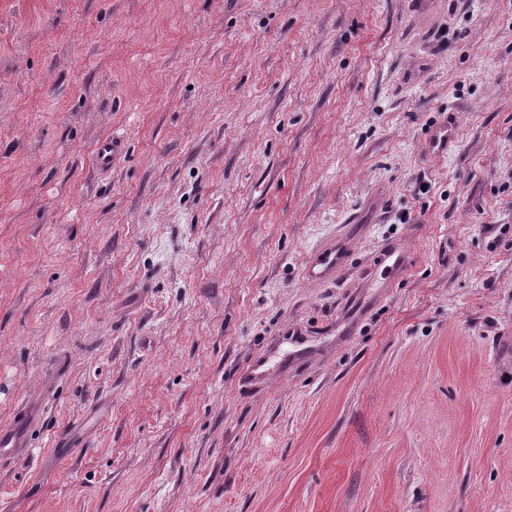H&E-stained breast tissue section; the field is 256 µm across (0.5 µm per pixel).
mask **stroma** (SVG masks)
<instances>
[{
  "label": "stroma",
  "instance_id": "obj_1",
  "mask_svg": "<svg viewBox=\"0 0 512 512\" xmlns=\"http://www.w3.org/2000/svg\"><path fill=\"white\" fill-rule=\"evenodd\" d=\"M508 336L512 0H0V512H512ZM458 112H445L428 131L424 151L429 157H444L457 144ZM123 151V142L118 137L108 136L101 139L95 150V166L106 173L115 166ZM353 233L349 230L334 235L308 256L303 268V280L313 286L333 282L348 272L353 251ZM411 255L405 246L398 242H388L382 245L379 252L372 257L368 268L365 270V277H368L367 287L373 286V281L369 276L371 273H377L382 269L387 276L377 288H392L396 285L401 275L405 274L411 265ZM43 415L42 400L32 396L15 414L13 420L0 426V457L22 460L28 457L31 448V430L38 425Z\"/></svg>",
  "mask_w": 512,
  "mask_h": 512
}]
</instances>
